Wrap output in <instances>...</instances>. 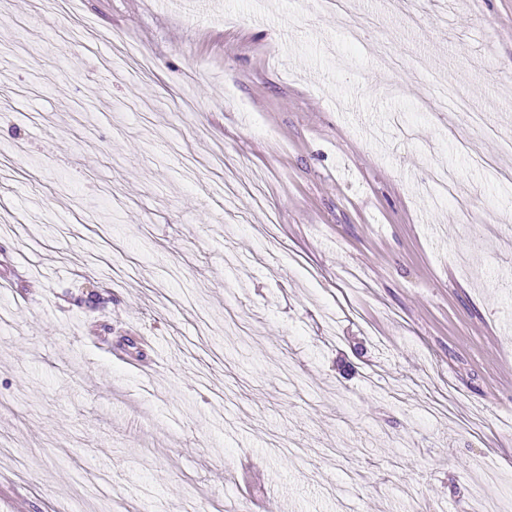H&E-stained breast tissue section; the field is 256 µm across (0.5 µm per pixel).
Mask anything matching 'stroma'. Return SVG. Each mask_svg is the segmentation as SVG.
Segmentation results:
<instances>
[{
	"mask_svg": "<svg viewBox=\"0 0 512 512\" xmlns=\"http://www.w3.org/2000/svg\"><path fill=\"white\" fill-rule=\"evenodd\" d=\"M508 138L512 0H0V512H504Z\"/></svg>",
	"mask_w": 512,
	"mask_h": 512,
	"instance_id": "1",
	"label": "stroma"
}]
</instances>
